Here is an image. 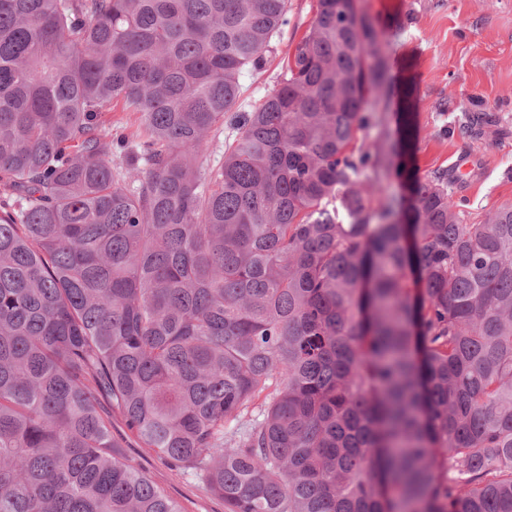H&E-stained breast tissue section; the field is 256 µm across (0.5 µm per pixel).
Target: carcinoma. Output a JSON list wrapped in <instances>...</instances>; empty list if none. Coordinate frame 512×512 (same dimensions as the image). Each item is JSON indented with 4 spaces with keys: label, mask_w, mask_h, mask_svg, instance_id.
I'll return each instance as SVG.
<instances>
[{
    "label": "carcinoma",
    "mask_w": 512,
    "mask_h": 512,
    "mask_svg": "<svg viewBox=\"0 0 512 512\" xmlns=\"http://www.w3.org/2000/svg\"><path fill=\"white\" fill-rule=\"evenodd\" d=\"M0 0V512H512V205L391 174L387 31L316 0ZM141 124L112 132V104ZM315 3L316 0H288V25L273 37L265 68L260 73L244 71L240 76L241 97L237 112H251L277 89L282 61L310 26ZM237 112H230L224 117V125L209 135L203 158L205 166L218 168L224 163L225 146L238 132L236 119L233 118ZM114 448L129 463L146 472L150 479L178 502L182 512H225L224 501L206 490L193 476L170 468L153 450L145 448L121 423L112 420Z\"/></svg>",
    "instance_id": "obj_1"
}]
</instances>
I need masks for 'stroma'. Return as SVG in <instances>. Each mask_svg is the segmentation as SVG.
I'll use <instances>...</instances> for the list:
<instances>
[{
    "label": "stroma",
    "mask_w": 512,
    "mask_h": 512,
    "mask_svg": "<svg viewBox=\"0 0 512 512\" xmlns=\"http://www.w3.org/2000/svg\"><path fill=\"white\" fill-rule=\"evenodd\" d=\"M316 0H288V23L273 37L262 71L243 72L238 109L249 112L278 87L283 59L310 26ZM387 28L391 93L382 126L366 141L399 147L402 117L417 136L405 160L422 177L460 172L453 197L469 224L512 203V0H365ZM494 122L471 125L473 115ZM112 438L129 463L178 502L182 512H224L222 499L193 476L170 468L121 423Z\"/></svg>",
    "instance_id": "obj_1"
}]
</instances>
